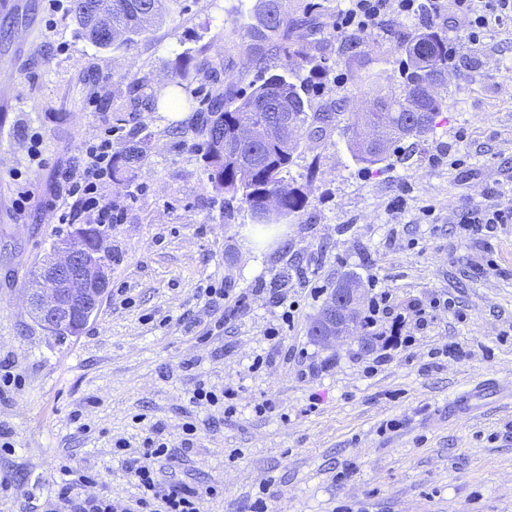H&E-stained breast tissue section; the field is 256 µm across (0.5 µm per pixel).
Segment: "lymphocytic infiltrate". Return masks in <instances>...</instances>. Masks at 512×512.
<instances>
[{
  "label": "lymphocytic infiltrate",
  "instance_id": "obj_1",
  "mask_svg": "<svg viewBox=\"0 0 512 512\" xmlns=\"http://www.w3.org/2000/svg\"><path fill=\"white\" fill-rule=\"evenodd\" d=\"M417 20L426 24L452 25L463 33L471 46L482 47L488 32L512 20V0H340L333 25L336 33L366 36L381 29L387 18ZM116 143L111 131H104L95 142L82 144L80 163L66 172L59 187L61 194L74 198L87 223L109 226L120 223L122 216L101 195L102 186L112 178V158ZM512 223V208L489 201L466 217L461 228L467 239L490 245L499 226ZM371 298L363 317L382 349L367 365V373H375L389 359L392 336L405 324L425 329L439 308H451V301L431 298L428 304L395 303L390 288L382 286L378 277L368 279ZM178 453L150 431L142 442L138 456L126 459L125 466L133 474L138 495L133 507L118 508L108 496L79 498L75 493L73 471L59 464L62 476L55 512H203L204 495L183 484L164 485L160 475L166 466L177 461Z\"/></svg>",
  "mask_w": 512,
  "mask_h": 512
}]
</instances>
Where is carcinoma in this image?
Listing matches in <instances>:
<instances>
[{
    "label": "carcinoma",
    "mask_w": 512,
    "mask_h": 512,
    "mask_svg": "<svg viewBox=\"0 0 512 512\" xmlns=\"http://www.w3.org/2000/svg\"><path fill=\"white\" fill-rule=\"evenodd\" d=\"M95 5L103 24L112 25V30L121 33L122 39L109 43L100 38V30L91 25L85 0H71V13L86 39L108 48L134 43L147 31L148 25L161 23L171 15L180 0H95ZM319 8V4L310 2L300 13L292 14L288 11V0H257L255 24L247 32L248 50L258 59L273 53L283 57L282 71L261 78L245 95L236 96L226 90L208 99L205 174L212 189L224 195L227 221L244 209L260 226L286 224L307 206V194L286 179L285 174L293 163L302 132L316 123L327 125L333 121L330 112L325 115L311 112L314 80L324 72L322 61L311 53L321 42L324 30ZM293 64L310 66L311 82L302 85L292 81L290 66ZM400 71L403 82L397 92L376 87L381 79L378 73L367 76L370 86L357 87L371 97L372 108L354 114L351 126L357 129V135L348 142V148L367 167L384 161L389 148L396 143L409 140L414 148L420 139L437 129L438 118L448 107V34L425 25L407 37ZM189 74V64L178 67L166 106L180 107L179 89ZM129 87L144 109L152 112L158 108L156 96L141 94L139 80L132 79ZM277 100L288 104L287 129L283 135L266 140L262 131L272 116L268 105ZM243 124L252 126L258 139L241 141L238 130ZM368 129L383 130L388 148H376L367 136Z\"/></svg>",
    "instance_id": "1"
}]
</instances>
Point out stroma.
I'll use <instances>...</instances> for the list:
<instances>
[{"label": "stroma", "mask_w": 512, "mask_h": 512, "mask_svg": "<svg viewBox=\"0 0 512 512\" xmlns=\"http://www.w3.org/2000/svg\"><path fill=\"white\" fill-rule=\"evenodd\" d=\"M254 3L181 0L114 51L82 37L70 10L48 13L45 0L0 8V136L9 141L0 151V361L24 380L0 396V429L15 446L0 452V471L16 482L0 493V512H51L61 462L87 475L81 495L126 501L134 480L112 442L137 450L150 427L183 451L171 481L211 489L205 512H248L260 495L268 512H512V223L488 252L458 227L487 193L512 204V26L490 32L479 52L449 32L456 58L436 132L371 167L347 147L352 113L370 104L355 85L372 69L398 88L400 35L421 24L389 20L354 62L345 37L326 29L312 106L344 109L324 132L303 133L289 176L309 203L266 240L249 212L225 222L204 173L197 107L223 81L193 73L179 118L139 110L128 87L136 78L167 93L188 58L208 59L244 92L278 72L279 58L259 63L247 51ZM110 126L125 128L140 158L102 188L123 214L106 230L108 292L80 336L60 343L28 314L25 294L32 270L72 230L60 214L77 208L45 198L77 164L79 145ZM35 133L48 147L41 166L29 155ZM448 151L462 169L438 162ZM16 173L34 194L22 216ZM373 274L398 303L440 294L457 311L438 312L369 376L364 326L329 347L311 336L324 303L308 287ZM210 284L228 287L229 299L205 296ZM280 293L299 309L271 341L264 331ZM233 297L243 300L234 312ZM259 356L267 363L256 370ZM201 381L234 390L232 417L190 403ZM264 401L271 410L256 413ZM187 421L197 426L189 442Z\"/></svg>", "instance_id": "1"}]
</instances>
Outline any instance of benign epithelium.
<instances>
[{
	"mask_svg": "<svg viewBox=\"0 0 512 512\" xmlns=\"http://www.w3.org/2000/svg\"><path fill=\"white\" fill-rule=\"evenodd\" d=\"M104 238L84 227L72 232L39 268L38 287L29 292L32 317L50 330L75 321L85 328L96 314L109 285V271L101 260ZM359 286L337 292L316 321V339L330 344L345 334L356 314Z\"/></svg>",
	"mask_w": 512,
	"mask_h": 512,
	"instance_id": "1",
	"label": "benign epithelium"
}]
</instances>
